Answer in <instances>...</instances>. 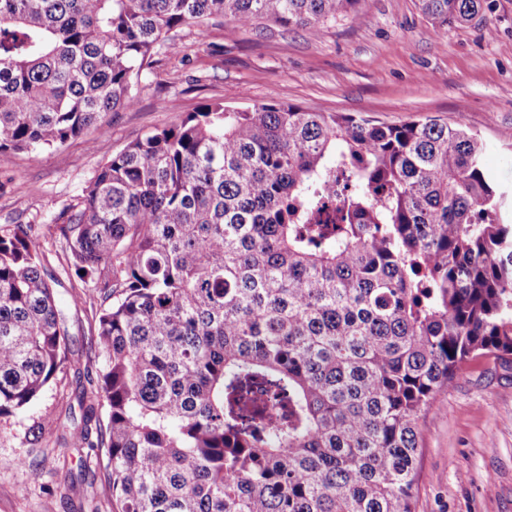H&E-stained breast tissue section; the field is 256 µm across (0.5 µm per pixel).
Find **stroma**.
<instances>
[{
  "mask_svg": "<svg viewBox=\"0 0 512 512\" xmlns=\"http://www.w3.org/2000/svg\"><path fill=\"white\" fill-rule=\"evenodd\" d=\"M471 23L443 33L419 0H362L357 18L325 21L318 34L268 21L183 26L180 53L159 48L135 107L112 113L109 132H90L36 154L0 156V227L45 233L47 264L61 245L48 236L77 205L100 165L144 133L172 126L220 100L231 109L277 99L308 110L401 124L428 117L465 122L487 145L486 164L512 196V0H489ZM73 339L61 381L24 412L0 418V512H110L104 449L59 445V426L88 387L95 362V308L56 288ZM42 428V444L24 440ZM415 512H512V360L465 362L425 411Z\"/></svg>",
  "mask_w": 512,
  "mask_h": 512,
  "instance_id": "35a3bbf8",
  "label": "stroma"
}]
</instances>
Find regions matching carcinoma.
<instances>
[{"label": "carcinoma", "mask_w": 512, "mask_h": 512, "mask_svg": "<svg viewBox=\"0 0 512 512\" xmlns=\"http://www.w3.org/2000/svg\"><path fill=\"white\" fill-rule=\"evenodd\" d=\"M361 0H0V155L137 101L173 32L310 33ZM440 31L487 0H420ZM462 123L221 102L130 142L51 234L99 306L63 448H104L112 512H414L419 422L472 355H512V224ZM32 226L0 229V417L69 363ZM106 414L100 415L99 407Z\"/></svg>", "instance_id": "carcinoma-1"}]
</instances>
